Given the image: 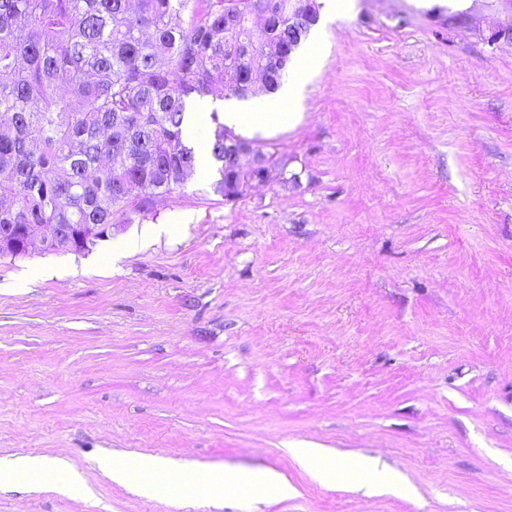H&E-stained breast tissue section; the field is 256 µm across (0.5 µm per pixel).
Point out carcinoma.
Wrapping results in <instances>:
<instances>
[{"instance_id": "1", "label": "carcinoma", "mask_w": 512, "mask_h": 512, "mask_svg": "<svg viewBox=\"0 0 512 512\" xmlns=\"http://www.w3.org/2000/svg\"><path fill=\"white\" fill-rule=\"evenodd\" d=\"M291 59L288 0H0V233L53 224L44 252L68 253L84 224L151 213L195 168L187 101L257 72L272 93ZM212 119L222 195L233 171Z\"/></svg>"}]
</instances>
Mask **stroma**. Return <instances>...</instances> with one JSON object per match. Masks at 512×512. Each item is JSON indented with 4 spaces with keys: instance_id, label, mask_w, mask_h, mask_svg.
<instances>
[{
    "instance_id": "stroma-1",
    "label": "stroma",
    "mask_w": 512,
    "mask_h": 512,
    "mask_svg": "<svg viewBox=\"0 0 512 512\" xmlns=\"http://www.w3.org/2000/svg\"><path fill=\"white\" fill-rule=\"evenodd\" d=\"M512 0L321 10L286 183L189 175L89 251L0 258V456L68 462L0 512H512ZM149 224L170 234L128 251ZM405 479L328 485L289 449ZM269 468L299 491L187 505L112 451Z\"/></svg>"
}]
</instances>
